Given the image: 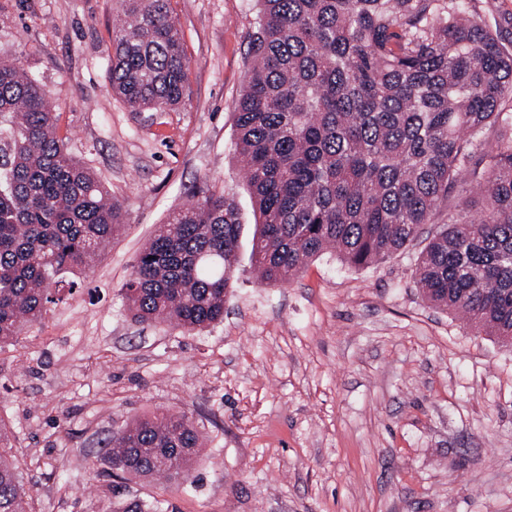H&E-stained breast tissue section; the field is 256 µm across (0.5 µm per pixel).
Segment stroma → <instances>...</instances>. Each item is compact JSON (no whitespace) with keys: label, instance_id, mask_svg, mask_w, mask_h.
<instances>
[{"label":"stroma","instance_id":"obj_1","mask_svg":"<svg viewBox=\"0 0 512 512\" xmlns=\"http://www.w3.org/2000/svg\"><path fill=\"white\" fill-rule=\"evenodd\" d=\"M257 0H171L189 66L177 109L135 112L108 70L119 0H0V59L31 71L72 153L126 226L16 345L0 350V419L32 512H512V349L422 297L426 238L353 268L334 255L290 284L252 268L256 216L236 102ZM242 224L224 319L200 332L136 322L122 298L158 224L199 190ZM162 411L205 440L195 481L116 476L106 442Z\"/></svg>","mask_w":512,"mask_h":512}]
</instances>
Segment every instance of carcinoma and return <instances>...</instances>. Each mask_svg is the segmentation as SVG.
Wrapping results in <instances>:
<instances>
[{"mask_svg": "<svg viewBox=\"0 0 512 512\" xmlns=\"http://www.w3.org/2000/svg\"><path fill=\"white\" fill-rule=\"evenodd\" d=\"M258 2L236 114L261 284L286 285L330 250L354 268L378 263L470 184L414 276L434 307L512 345V52L477 0ZM122 13L112 94L135 112L179 106L188 60L170 0H122ZM124 226L58 135L39 82L0 59V348L41 322L62 278L89 269ZM240 228L222 194L170 214L123 286L133 318L189 332L222 321ZM11 437L0 424V512H27ZM109 448L122 473L180 486L195 479L201 435L167 411L120 429Z\"/></svg>", "mask_w": 512, "mask_h": 512, "instance_id": "carcinoma-1", "label": "carcinoma"}]
</instances>
